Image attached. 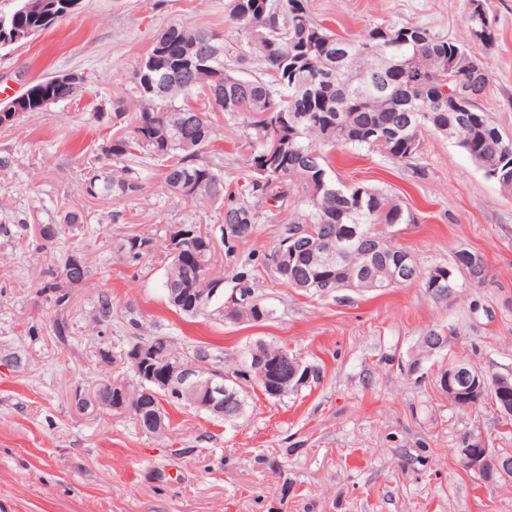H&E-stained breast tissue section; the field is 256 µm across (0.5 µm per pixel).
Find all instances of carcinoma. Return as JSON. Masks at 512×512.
<instances>
[{
    "label": "carcinoma",
    "mask_w": 512,
    "mask_h": 512,
    "mask_svg": "<svg viewBox=\"0 0 512 512\" xmlns=\"http://www.w3.org/2000/svg\"><path fill=\"white\" fill-rule=\"evenodd\" d=\"M260 0H231L229 17L245 34L244 40L224 44L223 36L216 32L195 31L183 27L167 28L169 37L163 48L153 46L150 53L162 50L157 59V72L151 74L153 84L146 87L148 71L135 72L136 88L145 102L133 121L126 122L124 100L112 99V137L103 147V154L120 167L121 174L103 166L92 167L85 180L86 193L95 197L114 200L137 196L143 186L132 169L125 165L128 158L143 155L158 163L167 188L193 205L206 203L222 209V223L239 224L249 219V231L228 230L229 240L224 242L225 255L233 256L238 245L247 243L256 231V217L251 208L235 199L234 193H225L222 162L199 160L203 149L211 145L213 122L208 113L201 112L189 101L192 96L203 97L212 103L214 90L224 91V100L231 107L213 103L221 112L239 115L254 131V137L244 144L248 149L247 165L252 177L249 192L276 202L290 197L303 205L273 251L264 256L261 264L265 271L288 286L295 288V278L309 276L314 280L331 281L338 288L358 292L368 291V285L354 279V268L359 254L368 257L366 275L386 276L385 264L396 263L403 251L392 237L391 229L399 224H411L414 217L406 212L398 200L383 190H372V199L359 198V186H337L330 177L328 154L338 145H353L379 152L394 161L413 158L419 145L409 139L395 136L405 122L406 108L418 106L422 115L414 131L415 141H421L426 132L437 131V126L448 122L450 112L442 111L437 95L443 87L452 90L462 80V69L452 74L445 70L428 68L429 58L454 59L460 63L464 56L484 50L495 42V35L481 37L470 46L440 39L418 26L400 28L374 27L357 38L343 37L316 22L302 0H268V7L258 5ZM65 18L57 11L35 15L25 11L23 0H14L8 12L0 11V49L19 45L14 40L16 29H31L40 34ZM255 47L261 53L265 65L263 75L239 78L230 74V59L243 60L246 48ZM79 84L57 82V76H47L30 81L26 88L28 104L22 112H43L53 104L75 97ZM20 112V113H22ZM284 114L288 123L272 126L265 118L267 113ZM15 118L0 126H11ZM470 131L460 144L471 159L497 160L503 166H512V138L502 134L486 113L473 106L470 113ZM377 126L389 133L383 141L359 140L352 136L355 127ZM277 137L285 143L286 152L279 164L269 167L259 164L263 158L264 142ZM359 224L366 235L355 241L356 255L329 267L311 265L304 254V241L315 232L321 237L338 238L346 226ZM77 236L85 232L83 215L69 211L58 224H44L40 228V248L53 243L61 229ZM194 235L184 241L188 257L183 260L175 255L174 229L165 230L167 254L165 260V288L173 289L186 297L196 296L201 304L187 309L179 303L172 304L176 312L191 318L215 317L218 320L250 319L254 316L263 321L272 317L270 307L254 295V279L257 269L253 259L240 263L230 277L231 289L238 291L240 301L232 306L224 304V295H212L210 279L211 260L215 253L213 231L197 224H185ZM298 248L297 265L292 276H282L276 257L285 244ZM154 250V239L132 234L118 246L125 260L134 265ZM81 255H68L62 267L51 269L42 282L41 291L47 296L54 316L52 327L59 339L69 333L68 310L71 302L70 287L91 275L88 265L83 274L72 275L70 260ZM468 278L471 284L483 281L485 273L469 277L471 271L467 250L455 252L451 266H435L428 271L418 270L411 283H421L437 299L446 300L441 289L453 291L461 287L457 275ZM441 280L439 287L432 281ZM129 349L140 344L158 346L157 358L175 355L186 360L198 357L207 359L211 368L202 372V379L211 377V369L221 363L220 357L204 347L180 350L169 336H134ZM126 391L128 402L123 411L130 413L140 429L158 434L165 426L154 418L156 410L142 408L137 394L140 388L138 375L132 381L107 379L98 382L93 389L81 392L85 401L82 410L93 413L91 401L98 392L110 394L108 385Z\"/></svg>",
    "instance_id": "cac0c4a2"
}]
</instances>
